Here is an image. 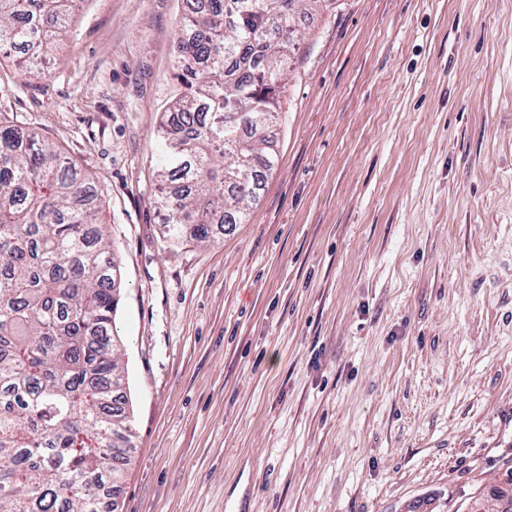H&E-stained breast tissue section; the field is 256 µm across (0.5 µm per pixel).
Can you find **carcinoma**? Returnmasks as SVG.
Listing matches in <instances>:
<instances>
[{"instance_id":"obj_1","label":"carcinoma","mask_w":512,"mask_h":512,"mask_svg":"<svg viewBox=\"0 0 512 512\" xmlns=\"http://www.w3.org/2000/svg\"><path fill=\"white\" fill-rule=\"evenodd\" d=\"M308 0H186L177 96L165 108L156 204L168 238L209 244L243 223L277 156L261 135L280 109L282 52ZM73 0H0V56L42 48ZM86 175L0 116V512H116L130 459L113 333L120 274Z\"/></svg>"}]
</instances>
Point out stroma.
I'll return each instance as SVG.
<instances>
[{
    "label": "stroma",
    "instance_id": "1",
    "mask_svg": "<svg viewBox=\"0 0 512 512\" xmlns=\"http://www.w3.org/2000/svg\"><path fill=\"white\" fill-rule=\"evenodd\" d=\"M182 0H77L0 113L88 171L120 265L117 512H475L512 486V0H320L244 223L165 237Z\"/></svg>",
    "mask_w": 512,
    "mask_h": 512
}]
</instances>
